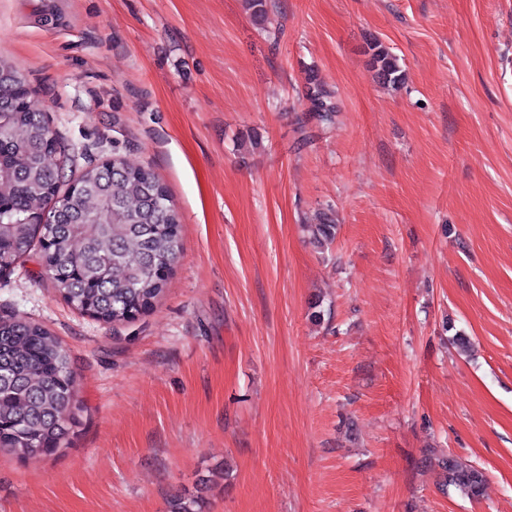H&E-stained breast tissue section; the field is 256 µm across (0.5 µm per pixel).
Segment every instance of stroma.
<instances>
[{"instance_id": "1", "label": "stroma", "mask_w": 512, "mask_h": 512, "mask_svg": "<svg viewBox=\"0 0 512 512\" xmlns=\"http://www.w3.org/2000/svg\"><path fill=\"white\" fill-rule=\"evenodd\" d=\"M267 3L261 24L245 0H0V57L61 150L152 168L183 244L116 325L39 251L0 272V314L58 338L76 394L68 448L0 452V512H512V0ZM328 209L323 255L302 227ZM430 447L483 498L441 491ZM369 65L378 82L397 87L404 82L405 73L399 60L392 51L381 42L368 46ZM310 80V84H314L311 98L316 117L323 124L333 123L338 112V104L337 101H334V93L322 84L316 83L315 80ZM421 462L425 467L437 468L444 486H453L471 499L484 495L486 476L481 469L463 464L447 454H440L435 448L425 449Z\"/></svg>"}]
</instances>
